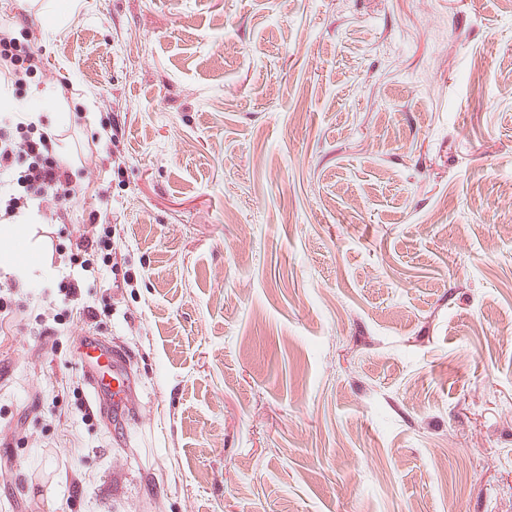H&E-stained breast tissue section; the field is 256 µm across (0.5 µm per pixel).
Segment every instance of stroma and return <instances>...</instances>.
I'll return each instance as SVG.
<instances>
[{"instance_id": "stroma-1", "label": "stroma", "mask_w": 512, "mask_h": 512, "mask_svg": "<svg viewBox=\"0 0 512 512\" xmlns=\"http://www.w3.org/2000/svg\"><path fill=\"white\" fill-rule=\"evenodd\" d=\"M81 2L0 0L77 190L0 269V512H512V0ZM77 356L95 405L100 404L110 391L109 386L90 368V364L99 363L100 358L106 356L112 362V380L117 382L120 388L118 392H112V414L121 416L137 409L133 399L121 389L125 385L127 366L121 355L117 352L112 353V345L103 344L94 334H85L82 336Z\"/></svg>"}]
</instances>
